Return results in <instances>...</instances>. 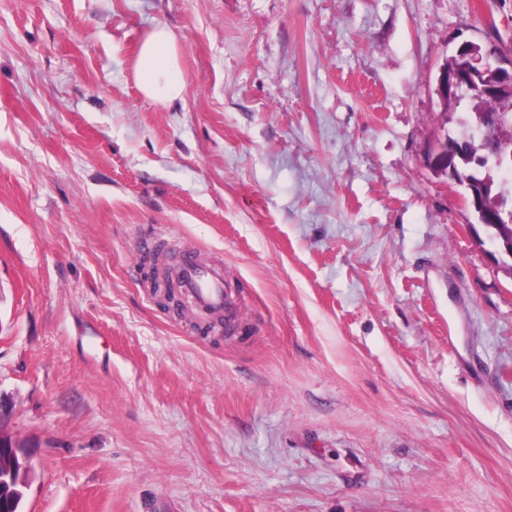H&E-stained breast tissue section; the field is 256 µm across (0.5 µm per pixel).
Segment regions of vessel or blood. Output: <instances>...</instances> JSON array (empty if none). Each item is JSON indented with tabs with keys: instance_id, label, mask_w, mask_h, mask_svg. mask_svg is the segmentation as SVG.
Returning a JSON list of instances; mask_svg holds the SVG:
<instances>
[{
	"instance_id": "vessel-or-blood-1",
	"label": "vessel or blood",
	"mask_w": 512,
	"mask_h": 512,
	"mask_svg": "<svg viewBox=\"0 0 512 512\" xmlns=\"http://www.w3.org/2000/svg\"><path fill=\"white\" fill-rule=\"evenodd\" d=\"M161 266L196 307L211 311L221 322L236 327L237 303L232 289L225 285L222 263L188 252H170L163 255Z\"/></svg>"
}]
</instances>
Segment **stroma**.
I'll list each match as a JSON object with an SVG mask.
<instances>
[{
    "label": "stroma",
    "mask_w": 512,
    "mask_h": 512,
    "mask_svg": "<svg viewBox=\"0 0 512 512\" xmlns=\"http://www.w3.org/2000/svg\"><path fill=\"white\" fill-rule=\"evenodd\" d=\"M466 41L512 52V0H0L22 512H512V273L427 162ZM144 238L221 261L242 332L162 306ZM177 55V37L170 29L156 26L145 34L132 73L147 99L165 106L181 99L185 82L176 67Z\"/></svg>",
    "instance_id": "obj_1"
}]
</instances>
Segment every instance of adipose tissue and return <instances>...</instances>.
Instances as JSON below:
<instances>
[{
    "instance_id": "obj_1",
    "label": "adipose tissue",
    "mask_w": 512,
    "mask_h": 512,
    "mask_svg": "<svg viewBox=\"0 0 512 512\" xmlns=\"http://www.w3.org/2000/svg\"><path fill=\"white\" fill-rule=\"evenodd\" d=\"M177 55V37L170 29L157 26L145 34L132 73L147 99L165 106L181 99L185 82L176 67Z\"/></svg>"
}]
</instances>
